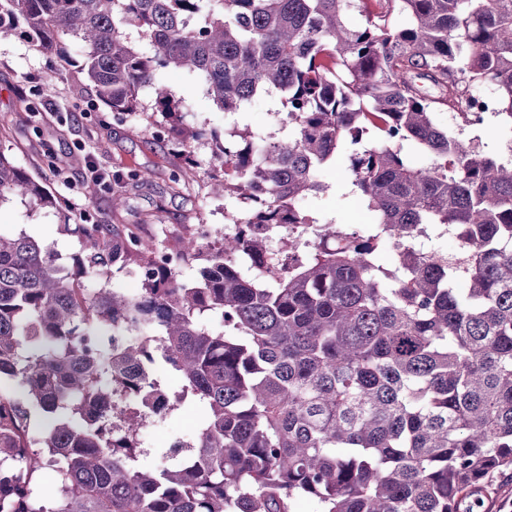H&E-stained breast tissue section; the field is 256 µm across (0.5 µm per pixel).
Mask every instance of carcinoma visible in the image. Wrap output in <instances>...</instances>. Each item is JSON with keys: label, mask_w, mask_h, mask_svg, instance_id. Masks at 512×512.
Masks as SVG:
<instances>
[{"label": "carcinoma", "mask_w": 512, "mask_h": 512, "mask_svg": "<svg viewBox=\"0 0 512 512\" xmlns=\"http://www.w3.org/2000/svg\"><path fill=\"white\" fill-rule=\"evenodd\" d=\"M384 2L0 0L1 39L21 25L63 61L65 42L81 46L96 97L124 115L149 93L189 166L197 131L160 69L193 74L225 112L277 99L292 128L216 146L210 194L246 201L217 247L189 236L161 261L130 225L83 224L71 270L40 240L0 235V512H292L304 498L316 512H472L485 480L512 470V144L490 156L437 121L444 107L481 121L472 87L491 85L512 124V0ZM396 8L407 26L390 25ZM343 150L381 225L370 238L299 207ZM11 199L58 207L0 152ZM294 224L319 227L311 256L251 278L239 257L262 260L259 228ZM423 224L459 251L416 248ZM129 265L133 293L76 282ZM189 398L205 409L191 446L145 468L146 422Z\"/></svg>", "instance_id": "cac0c4a2"}]
</instances>
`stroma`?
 <instances>
[{"mask_svg":"<svg viewBox=\"0 0 512 512\" xmlns=\"http://www.w3.org/2000/svg\"><path fill=\"white\" fill-rule=\"evenodd\" d=\"M68 63L38 52L23 30L0 41V152L42 181L60 199L55 212L34 210L18 203L0 205V233L26 232L51 245L59 263L70 264L80 250V236L63 231V224L82 223L84 212L102 216L111 224L138 225L144 240L177 244L191 225L224 226L225 212L240 210L233 199L209 195L207 172L211 166V135H223L226 126L249 128L255 132L273 131V111L280 104L259 100L242 112L230 113L216 108L193 78L166 69L157 78L181 98L186 107V123L204 128L208 136L197 142L195 156L199 166L178 191H171L173 178L182 176L181 160L176 153L174 135L160 113L147 109L125 116L112 115L86 85L81 72L82 54L69 48ZM51 100L50 113L28 112L20 107L23 99ZM437 120L449 132L474 140L486 153L496 156L505 148L512 133L493 114L482 124L466 126L448 112H439ZM66 157L69 167L54 172L47 165L52 157ZM99 171L145 175L146 185L134 188L120 184L127 203L113 210L111 192L91 188L71 191L69 182L81 177L87 163ZM329 189L321 196L302 201V208L313 215L335 220L345 230L364 224L366 212L357 196L348 191L346 163L329 167L323 174ZM201 410L188 403L174 411L162 427H145L150 459L158 461L172 439L185 436L188 422L198 421Z\"/></svg>","mask_w":512,"mask_h":512,"instance_id":"stroma-1","label":"stroma"}]
</instances>
